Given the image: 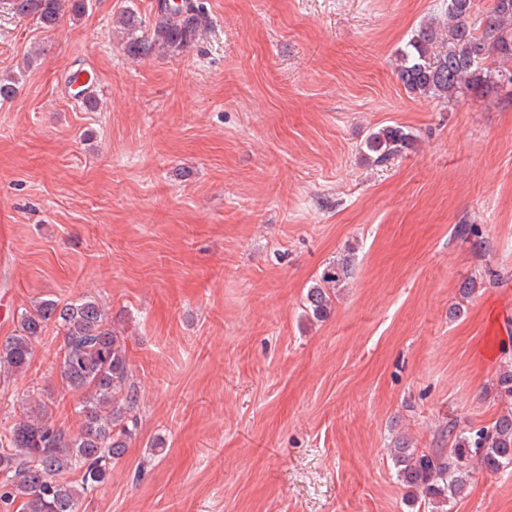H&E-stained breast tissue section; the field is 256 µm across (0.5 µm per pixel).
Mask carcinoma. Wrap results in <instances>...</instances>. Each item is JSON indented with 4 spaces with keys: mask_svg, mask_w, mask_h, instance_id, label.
Instances as JSON below:
<instances>
[{
    "mask_svg": "<svg viewBox=\"0 0 512 512\" xmlns=\"http://www.w3.org/2000/svg\"><path fill=\"white\" fill-rule=\"evenodd\" d=\"M12 13L53 29L65 11L79 16L89 0H7ZM476 0H447L444 17L415 31L397 56V75L413 95L450 100L460 93H482L496 81L512 84V0H493L485 18H475ZM204 21L198 0H182L176 13L159 6L147 33L130 38L135 56L175 52L187 46ZM414 145L401 126H385L368 136L367 151L382 164ZM349 277L348 262L327 266L305 297L307 316L321 321L330 313L332 293ZM62 337L59 380L79 395L75 412L81 427L72 433L52 420L51 406L37 401L0 437V512H80L103 483L112 462L126 452L138 388L131 374L125 338L93 296L60 303L41 299L17 312L11 335L0 341V376L23 372L34 345L48 328ZM500 395L512 398V365L497 378ZM410 502L443 508L479 474L512 465V410L489 426L460 429L448 424V447L419 450L407 440L390 449ZM77 479H71L72 475Z\"/></svg>",
    "mask_w": 512,
    "mask_h": 512,
    "instance_id": "carcinoma-1",
    "label": "carcinoma"
}]
</instances>
